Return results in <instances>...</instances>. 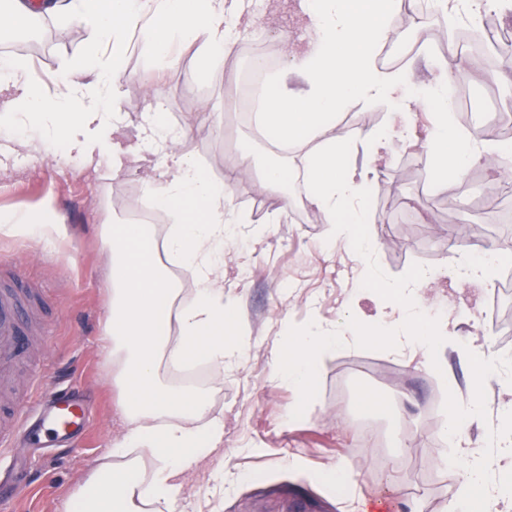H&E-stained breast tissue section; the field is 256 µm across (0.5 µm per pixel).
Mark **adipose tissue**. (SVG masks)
I'll list each match as a JSON object with an SVG mask.
<instances>
[{"instance_id": "ef3b65f1", "label": "adipose tissue", "mask_w": 512, "mask_h": 512, "mask_svg": "<svg viewBox=\"0 0 512 512\" xmlns=\"http://www.w3.org/2000/svg\"><path fill=\"white\" fill-rule=\"evenodd\" d=\"M400 0H300L310 31L301 44L284 42L282 66L266 84L264 110L258 121L269 142L288 146L316 140L320 146L306 169L308 200L329 224V245L344 242L361 258L360 278L376 281L371 255L373 238L360 234L368 220L365 188L372 162L388 146L385 128L359 132L370 161L356 168L345 161L352 140L336 132L337 106L371 107L385 102L401 119L399 134L410 138L414 113L430 116L431 132L423 146L434 158L437 179L461 176L482 162L512 174V142L475 145L450 119L448 85L431 84L423 93L404 94L407 72L380 63L378 48L392 39V19ZM45 13L54 19L86 26L95 43L111 45L110 55L94 47L70 60L54 97L44 98L40 85L18 84L21 62L0 64V88L18 86L19 93L0 109V119L29 125L40 145L91 137L104 124L120 128L125 115L105 112L103 76L113 84L127 80L123 58L133 36H141L174 62L173 48H197V70L208 75L218 60L237 46L243 28L255 25L247 0H46ZM304 86L290 93L287 74ZM143 150L162 159L158 179L145 185L159 206L176 209V222L163 242H155L147 225L109 224L104 238L109 263L106 341L115 363L114 384L124 430L113 443L120 466L101 464L90 470L65 503L64 512H182L179 501L188 472L224 443V422L212 416L205 392L164 383L161 364H182L197 358L216 367L240 362L244 343L227 344L238 315L224 293L218 267L229 227L238 223L230 208L227 187L214 182L185 153V132L170 129L162 113L143 115ZM191 274L193 297L177 303L181 288L169 275V263ZM492 263L450 256L442 269H419L404 281L379 282L372 295L380 306H395L400 319L375 325L348 310L336 322L311 313L300 333L288 336L285 355L273 370L276 381L294 387L301 397L316 391L318 366L339 344H378L389 349L424 345L447 347L452 331L447 321L426 316L428 288L440 277L458 283L486 282ZM471 378L464 397L450 406V433L460 437L484 416L486 369L498 361L490 345L469 352ZM493 433L494 458L475 442H466L452 463L460 477L448 498V512H512V401L498 409ZM500 477L488 478L490 467Z\"/></svg>"}]
</instances>
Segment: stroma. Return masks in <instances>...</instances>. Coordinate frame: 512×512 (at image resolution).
I'll return each instance as SVG.
<instances>
[{
    "label": "stroma",
    "instance_id": "1",
    "mask_svg": "<svg viewBox=\"0 0 512 512\" xmlns=\"http://www.w3.org/2000/svg\"><path fill=\"white\" fill-rule=\"evenodd\" d=\"M299 0H251L261 29L243 33L233 55L208 78L196 69V47L180 49L174 65L165 66L133 38L125 55L132 81L122 83V109L129 122L118 133L103 132L104 149L82 152L65 141L57 148L67 156L56 163L29 150L30 127L0 125V211L18 215L48 214L65 226L63 234H16L0 228V267L20 268L38 281L50 306L41 318L44 356L33 369L19 373L18 391L49 395L57 388L82 399L88 407L86 438L52 448L30 447L17 434L10 452L0 456V512H23L5 493L27 481L41 489L34 512H63L70 493L88 471L108 462L120 434V412L113 366L106 347L107 278L102 229L128 223L146 200L144 184L156 177L153 165H129L113 173L107 145L134 146L143 139L139 122L145 112H164L168 122L189 129L184 149L214 181L233 177L238 149L250 144L258 157L273 147L257 135L255 119L238 104L234 87L246 79L255 43L280 46L283 38L303 42ZM52 36L33 52L0 38V58L20 60L23 79L41 71L42 89L53 96L61 69L90 41L85 27L52 21ZM425 52L406 62L409 92L422 91L440 75L447 41H427ZM460 79L468 87L470 131L487 128V116L512 101V84L490 80L466 66ZM157 83L159 94L144 87ZM366 193L374 217L364 231L375 238L372 258L379 274L397 281L419 267L441 268L451 250L492 249L498 264L512 269V192L501 179L483 175L436 183L433 157L422 147L392 140ZM231 198L247 221L233 227L224 246L220 269L224 287L238 304V332L249 348L247 357L224 371L208 370L211 411L224 419V447L190 472L182 490L187 512H357L361 501L386 502L391 512H444L448 492L459 475L448 459L456 443L446 436L448 402L465 393L470 370L458 348L480 345L481 315L491 295L512 314V290L493 284L458 285L443 279L431 289L435 300L428 317L456 323L454 350L448 353V376L408 362L404 353L377 345L336 349L323 362L316 393L299 401L297 392L278 383L271 371L284 351L283 323L302 328L309 305L328 322L339 319L350 304L364 318L377 314L361 298L357 253L349 246L329 248L328 226L312 209L283 211L282 193L262 186L261 173L234 177ZM268 228L265 238L255 225ZM373 395L381 406L365 412L359 393ZM299 407L296 417L288 410ZM347 464L353 480L342 487L320 480L326 469ZM239 475L231 492L215 479L219 471Z\"/></svg>",
    "mask_w": 512,
    "mask_h": 512
}]
</instances>
